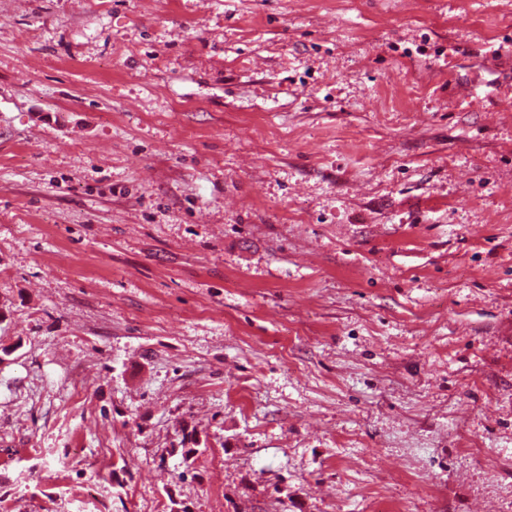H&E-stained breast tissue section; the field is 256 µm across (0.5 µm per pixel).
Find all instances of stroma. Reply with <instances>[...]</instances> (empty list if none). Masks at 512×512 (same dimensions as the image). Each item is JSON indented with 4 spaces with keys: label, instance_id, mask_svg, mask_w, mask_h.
<instances>
[{
    "label": "stroma",
    "instance_id": "stroma-1",
    "mask_svg": "<svg viewBox=\"0 0 512 512\" xmlns=\"http://www.w3.org/2000/svg\"><path fill=\"white\" fill-rule=\"evenodd\" d=\"M0 512H512V0H0Z\"/></svg>",
    "mask_w": 512,
    "mask_h": 512
}]
</instances>
